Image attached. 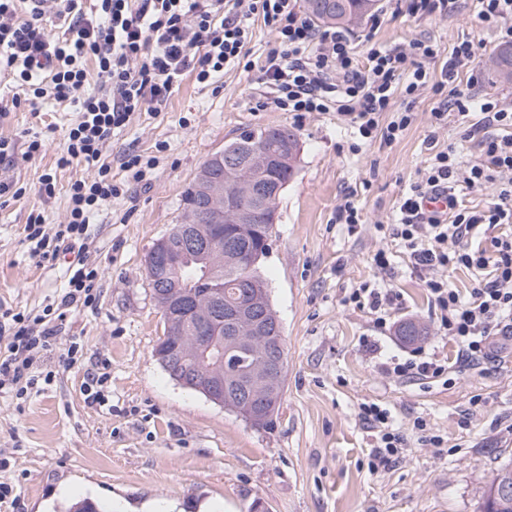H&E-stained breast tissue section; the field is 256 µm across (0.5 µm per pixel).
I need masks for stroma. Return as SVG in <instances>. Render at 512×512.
<instances>
[{
	"mask_svg": "<svg viewBox=\"0 0 512 512\" xmlns=\"http://www.w3.org/2000/svg\"><path fill=\"white\" fill-rule=\"evenodd\" d=\"M478 11L477 0H456L448 14L421 16L407 0H380L375 16L350 28L361 55L369 32L387 46L437 44L441 53L429 64L436 77L455 44H474L476 63L457 78L474 100L468 115L449 109L439 125L432 91L397 94L396 110L414 112L415 119L393 143L359 144L334 110L300 120L254 110V70L226 73L216 93L185 77L165 105L141 112L113 136L106 150L113 163L130 147L150 153L163 142L167 149L157 152L150 186L113 200L90 228L102 269L97 299L71 309L59 328L61 343L80 344L77 364L66 368L49 358L55 378L48 389L21 404L0 396V482L20 492L18 502L0 504V512H66L85 498L103 512H251L258 498L269 512H477L493 473L512 463V338L494 337L493 360L480 371L454 365L440 378L415 382L382 373L379 361L412 354L414 347L396 334L404 321L425 327L419 345L425 354L451 358L455 346L400 240L374 227L393 222L400 195L437 152L451 146L463 163L478 159V137L464 132L483 123L479 99L512 106V82H500L492 70L498 34ZM75 117L71 105L54 103L40 116L23 106L0 121V136L15 139L54 129L45 153L10 171L25 194L0 204L2 307L37 312L63 293L64 263L36 265L22 240L31 209L45 208L50 222L62 221L69 184L86 173L80 165H56ZM275 125L298 133L300 153L260 267L284 328L288 366L279 415L258 429L161 367L154 349L164 323L145 264L154 243L180 222L183 192L204 161L243 131ZM49 172L57 192L45 202L37 190ZM347 198L363 220L353 233L336 221ZM380 250L399 298L379 328L350 295L381 278L374 262ZM367 336L379 338L380 354L366 350ZM99 375L103 406L86 394ZM371 402L391 409L408 435L403 455L375 472L369 469L373 438L357 417L359 405ZM418 417L426 430L414 429ZM432 435L443 438V451L429 444Z\"/></svg>",
	"mask_w": 512,
	"mask_h": 512,
	"instance_id": "1",
	"label": "stroma"
}]
</instances>
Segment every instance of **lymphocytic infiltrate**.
Here are the masks:
<instances>
[{
    "label": "lymphocytic infiltrate",
    "instance_id": "1",
    "mask_svg": "<svg viewBox=\"0 0 512 512\" xmlns=\"http://www.w3.org/2000/svg\"><path fill=\"white\" fill-rule=\"evenodd\" d=\"M66 18L61 37H50L44 17ZM270 25L276 35L262 64L250 58L252 25ZM439 54L437 45L417 40L409 48L371 45L367 68H360L347 34L317 28L297 7V0H0V76L18 87L10 103L0 105V119L28 105L38 111L48 102H70L76 119L69 123L56 164L85 165L88 176L71 182L65 218L49 223L43 209L32 210L23 242L37 265L55 264L72 254L65 292L41 313L0 311V337L7 353L0 356V395L21 399L41 392L53 375L44 361L59 345L58 328L68 310L91 306L102 270L90 255L89 226L112 200L134 186L150 185L155 156L126 150L114 180L104 152L117 131L135 114L158 110L184 76L204 89L217 85L229 70L258 69L256 109L275 108L300 118L310 112L337 109L356 129L361 142L375 138L396 141L414 121L409 111L394 110L397 90L414 96L432 89L439 96L436 121L449 107L466 112L469 96L453 84L459 68L473 64V43H457L432 80L425 67ZM100 85L90 88L89 74ZM486 133L480 138L481 158L462 166L455 150L435 154L430 165L398 203L393 224L376 232L400 239L412 268L419 272L441 311V326L457 346V365L477 370L491 359L492 339L512 335V234L493 239L491 250L470 242L484 227L512 223V108L489 100L480 106ZM389 122H382L383 114ZM508 174L485 209L459 208L450 193L457 182L472 187L495 184L494 173ZM446 194L447 212L426 211V201ZM465 268L480 277L468 297L453 288L448 271ZM383 373L400 380L442 376L448 362L435 355L402 363H381ZM373 433V465L397 457L404 437L394 427L389 409L378 404L359 408Z\"/></svg>",
    "mask_w": 512,
    "mask_h": 512
}]
</instances>
